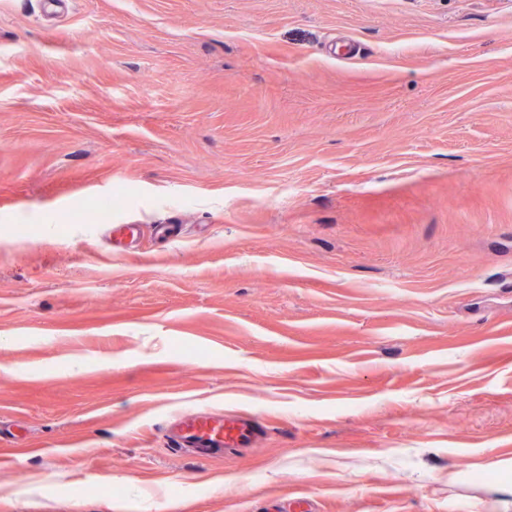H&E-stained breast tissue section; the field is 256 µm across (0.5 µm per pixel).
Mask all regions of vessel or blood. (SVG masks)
Listing matches in <instances>:
<instances>
[{
    "instance_id": "1",
    "label": "vessel or blood",
    "mask_w": 512,
    "mask_h": 512,
    "mask_svg": "<svg viewBox=\"0 0 512 512\" xmlns=\"http://www.w3.org/2000/svg\"><path fill=\"white\" fill-rule=\"evenodd\" d=\"M260 433L259 423L248 415L193 409L177 416L170 440L175 447L204 460L227 448L253 446Z\"/></svg>"
}]
</instances>
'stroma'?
Returning <instances> with one entry per match:
<instances>
[{
	"label": "stroma",
	"mask_w": 512,
	"mask_h": 512,
	"mask_svg": "<svg viewBox=\"0 0 512 512\" xmlns=\"http://www.w3.org/2000/svg\"><path fill=\"white\" fill-rule=\"evenodd\" d=\"M300 501L512 512V0H0V512ZM176 429L167 437L176 448L201 460L224 453V448H246L258 440L259 423L245 414L223 415L193 409L175 418Z\"/></svg>",
	"instance_id": "35a3bbf8"
}]
</instances>
